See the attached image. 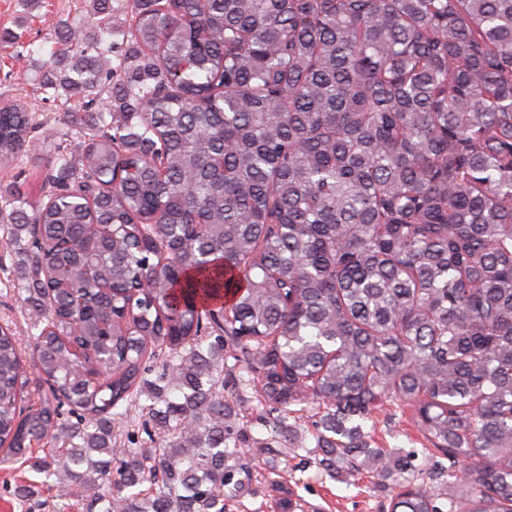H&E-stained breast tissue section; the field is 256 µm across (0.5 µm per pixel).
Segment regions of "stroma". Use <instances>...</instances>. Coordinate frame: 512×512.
I'll use <instances>...</instances> for the list:
<instances>
[{
  "instance_id": "obj_1",
  "label": "stroma",
  "mask_w": 512,
  "mask_h": 512,
  "mask_svg": "<svg viewBox=\"0 0 512 512\" xmlns=\"http://www.w3.org/2000/svg\"><path fill=\"white\" fill-rule=\"evenodd\" d=\"M86 0H40L38 5L23 6L22 0H0V35L10 32L12 45L0 43V102L27 99L34 107L37 129L32 137L22 166L0 168V197L14 192L27 212H34L45 201L43 187L53 173V157L47 141L59 140L64 132L60 124L61 106L44 99L38 87L41 66L49 61L53 48V29L58 20L83 9ZM20 244L7 241L0 234V322L10 321L21 346H28L30 319L18 288L16 260ZM225 396L237 413L236 423L246 436L245 447L254 451L249 458L250 491L230 502L227 512H282L279 502L289 496L292 512H387L394 489L391 481H361L353 484L344 477H329L309 457L314 447V422L323 410L308 403L296 422L298 439L294 447L278 448L260 454V447L271 443L273 432L266 420L253 409L249 392L240 386L227 387ZM376 446L396 452L417 451L415 472L408 475L409 484L421 481L439 483V472L447 459L422 450V436L410 411L385 406L364 424ZM42 474L31 462L0 461V512H55V491L42 488ZM27 494H20V487Z\"/></svg>"
}]
</instances>
